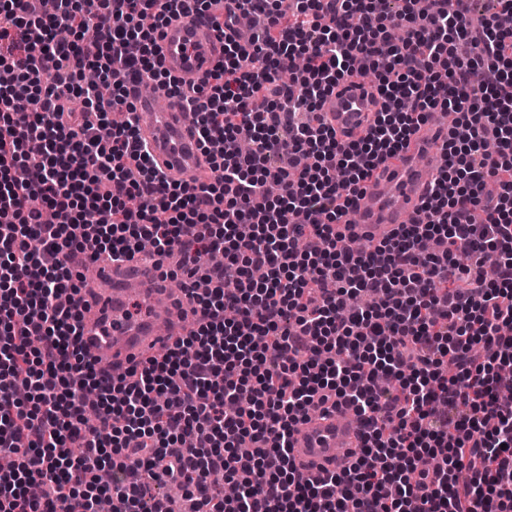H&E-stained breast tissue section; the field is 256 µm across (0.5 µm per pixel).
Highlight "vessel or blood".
Here are the masks:
<instances>
[{
  "label": "vessel or blood",
  "instance_id": "obj_1",
  "mask_svg": "<svg viewBox=\"0 0 512 512\" xmlns=\"http://www.w3.org/2000/svg\"><path fill=\"white\" fill-rule=\"evenodd\" d=\"M162 62L183 84H195L224 56V44L214 31L212 17L199 14L192 2L175 14L159 38ZM127 91L136 107L139 140L150 154L152 165L168 181L193 189L209 183L213 174L203 155L191 113L172 95H148L139 82L128 81ZM378 104L362 80L350 78L327 95L319 115L342 142L365 137ZM456 123L451 111L432 113L395 157L379 164L363 190L356 194L343 224L336 232L346 239L375 249L395 236L429 196L445 154L448 130ZM178 254L165 257L163 266L134 258L116 265L106 258L85 259L87 271L82 316L81 347L96 370H126L141 365L173 347L199 321L196 314L173 315L186 291L168 288L162 268H177ZM111 282L101 292L100 282ZM144 302L142 318L129 317L131 300ZM352 408L343 406L316 414L298 424L292 436L295 463L315 476L322 471H342L359 456L362 431Z\"/></svg>",
  "mask_w": 512,
  "mask_h": 512
}]
</instances>
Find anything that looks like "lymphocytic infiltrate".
I'll use <instances>...</instances> for the list:
<instances>
[{"mask_svg": "<svg viewBox=\"0 0 512 512\" xmlns=\"http://www.w3.org/2000/svg\"><path fill=\"white\" fill-rule=\"evenodd\" d=\"M181 2L0 0V454L17 457L0 512H172L154 472L207 512H512V0L477 28L448 0H237L217 28L266 25L188 88L157 48ZM286 56L306 61L289 85ZM358 57L382 104L343 143L317 112ZM130 77L185 100L212 182L191 192L151 166ZM437 109L457 124L424 220L340 248L352 196ZM89 251H176L186 273L208 255L201 323L131 377L96 373L74 280ZM332 398L361 421V453L296 483L290 437Z\"/></svg>", "mask_w": 512, "mask_h": 512, "instance_id": "1", "label": "lymphocytic infiltrate"}]
</instances>
